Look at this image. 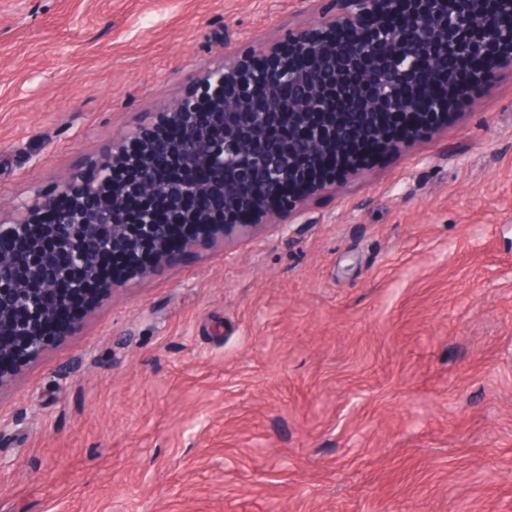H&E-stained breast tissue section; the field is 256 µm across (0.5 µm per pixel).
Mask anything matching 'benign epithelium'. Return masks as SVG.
I'll list each match as a JSON object with an SVG mask.
<instances>
[{"label":"benign epithelium","mask_w":512,"mask_h":512,"mask_svg":"<svg viewBox=\"0 0 512 512\" xmlns=\"http://www.w3.org/2000/svg\"><path fill=\"white\" fill-rule=\"evenodd\" d=\"M259 59H226L112 160L0 224V383L112 265L108 288L200 238L246 237L367 155L448 124L512 65V0H343Z\"/></svg>","instance_id":"7a95c632"}]
</instances>
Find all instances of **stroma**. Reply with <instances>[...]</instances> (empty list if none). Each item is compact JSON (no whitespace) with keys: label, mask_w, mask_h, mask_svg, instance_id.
I'll use <instances>...</instances> for the list:
<instances>
[{"label":"stroma","mask_w":512,"mask_h":512,"mask_svg":"<svg viewBox=\"0 0 512 512\" xmlns=\"http://www.w3.org/2000/svg\"><path fill=\"white\" fill-rule=\"evenodd\" d=\"M312 14L0 0V215ZM0 384V512H512V68Z\"/></svg>","instance_id":"obj_1"}]
</instances>
